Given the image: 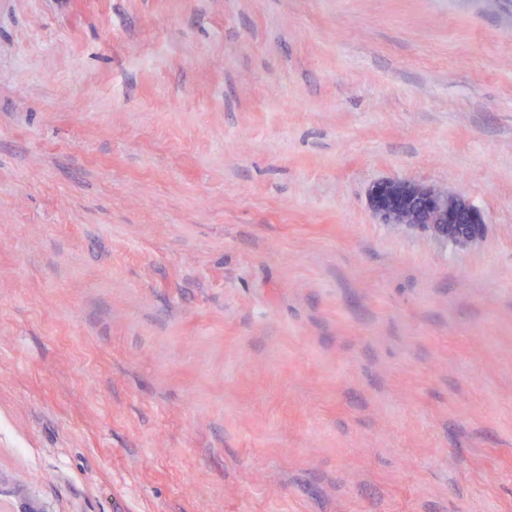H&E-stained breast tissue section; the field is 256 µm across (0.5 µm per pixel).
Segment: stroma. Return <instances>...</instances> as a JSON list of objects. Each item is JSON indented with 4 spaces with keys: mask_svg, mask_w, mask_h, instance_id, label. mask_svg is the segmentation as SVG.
I'll list each match as a JSON object with an SVG mask.
<instances>
[{
    "mask_svg": "<svg viewBox=\"0 0 512 512\" xmlns=\"http://www.w3.org/2000/svg\"><path fill=\"white\" fill-rule=\"evenodd\" d=\"M0 512H512L501 0H0ZM374 214L394 227L410 228L438 242L466 248L484 238V224L479 210L461 197H453L409 181L381 180L369 193ZM428 210H442L445 224H419L415 214L407 208L410 199Z\"/></svg>",
    "mask_w": 512,
    "mask_h": 512,
    "instance_id": "stroma-1",
    "label": "stroma"
}]
</instances>
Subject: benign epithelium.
<instances>
[{"mask_svg": "<svg viewBox=\"0 0 512 512\" xmlns=\"http://www.w3.org/2000/svg\"><path fill=\"white\" fill-rule=\"evenodd\" d=\"M374 214L394 227L410 228L438 242L466 248L484 238L487 225L479 210L461 197H453L409 181L381 180L369 193ZM428 210L443 211L445 223L420 224L407 208L410 199Z\"/></svg>", "mask_w": 512, "mask_h": 512, "instance_id": "7a95c632", "label": "benign epithelium"}]
</instances>
